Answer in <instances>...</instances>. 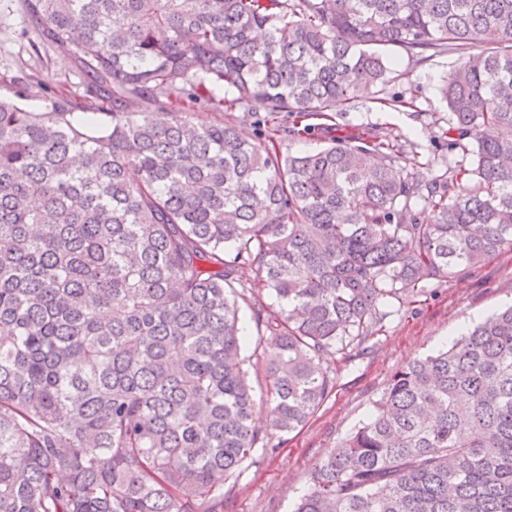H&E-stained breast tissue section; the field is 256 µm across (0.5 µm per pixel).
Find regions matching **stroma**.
<instances>
[{"label":"stroma","mask_w":512,"mask_h":512,"mask_svg":"<svg viewBox=\"0 0 512 512\" xmlns=\"http://www.w3.org/2000/svg\"><path fill=\"white\" fill-rule=\"evenodd\" d=\"M23 25L17 0H0V75L24 82L45 80L71 98L82 94L69 52L55 47L40 58L30 55L21 38ZM466 55L461 49L418 65L400 62L385 84L360 94L358 105L337 106V124L378 129L413 142V153L398 162L405 175L424 163L437 169L469 165V156L449 150L441 137L448 108L435 90L440 77ZM433 289V296L416 309L390 313L368 352L339 368L335 391L276 453L257 458L236 482L225 484L224 512H292L314 465L366 419L396 370L434 353L464 326L512 302V249Z\"/></svg>","instance_id":"1"}]
</instances>
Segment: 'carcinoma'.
<instances>
[{
    "label": "carcinoma",
    "mask_w": 512,
    "mask_h": 512,
    "mask_svg": "<svg viewBox=\"0 0 512 512\" xmlns=\"http://www.w3.org/2000/svg\"><path fill=\"white\" fill-rule=\"evenodd\" d=\"M19 8L92 104L0 98V512H224V484L317 412L326 361L364 354L382 307L512 248V0ZM392 47L471 49L438 91L472 168L404 176L410 142L377 130L280 151L385 84ZM241 109L261 115L251 140L224 119ZM294 512H512V305L397 370Z\"/></svg>",
    "instance_id": "carcinoma-1"
}]
</instances>
